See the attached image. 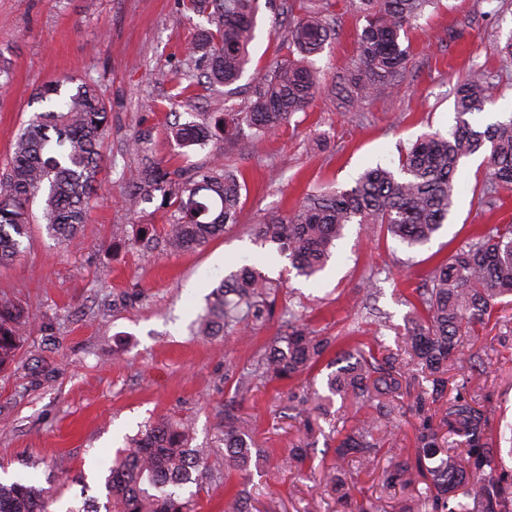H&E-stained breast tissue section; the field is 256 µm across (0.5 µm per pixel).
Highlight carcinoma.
<instances>
[{"label":"carcinoma","instance_id":"cac0c4a2","mask_svg":"<svg viewBox=\"0 0 512 512\" xmlns=\"http://www.w3.org/2000/svg\"><path fill=\"white\" fill-rule=\"evenodd\" d=\"M433 0H358L365 25L357 36L356 70L344 78L348 106L393 91L406 73L408 50L402 46L407 28ZM179 9L206 17L193 52L211 85L230 86L243 75L248 48L255 37L258 0H177ZM330 3L316 5L287 32L288 58L256 78L247 104L224 113V132L232 138L245 130L270 135L318 93L322 79L310 65L331 36ZM71 83L75 88L62 93ZM491 77L470 72L455 91L456 126L415 142L399 159L398 170L377 166L365 170L349 190H331L306 198L291 214L252 225L255 238L273 242L288 254L297 275L311 278L322 271L331 248L348 224H364L368 232L386 233L409 248L423 246L442 227L453 205L455 175L463 158L486 152L480 198L494 205L499 190L512 191V116L475 129L467 116L484 111L492 101ZM37 98L55 108L34 114L16 137L0 169V266L21 253L30 206L41 200L47 234L74 246L86 223L91 200L101 189L99 174L107 134L110 101L99 81L72 78L43 83ZM171 133L187 146L206 138L204 127L175 116ZM126 182L137 204L161 193L178 217L168 225L166 245L186 251L237 224L242 216V189L237 174L218 157L193 171L174 162L130 169ZM280 287L263 283L261 274L243 265L211 292L206 314L195 324L203 336H244L255 324L275 316ZM512 296V224H499L479 234L439 265L426 287L416 289L417 305L392 349L375 339L341 353L348 365L327 374L323 395L313 388L288 392L291 417L302 422L307 436L316 418L337 396L364 408L339 416L331 466L319 481L330 487L344 512H386L380 498L357 499L347 482L350 458L372 469L386 458L381 486L410 493L415 506L402 512H512V468L505 467L501 441L489 431L496 414L495 389L448 397V373L461 361L463 340L487 328L498 299ZM283 333L256 363L234 374L235 396L244 397L258 381L290 380L318 366L336 343L320 336L291 309H283ZM30 333L24 308L0 298V367L12 362ZM414 419L416 447L398 451L384 447L394 422ZM212 448L191 447V423L161 419L150 422L126 441L108 467L105 512H197L183 486H222L230 495L229 512H245L246 484L231 488L232 475L246 470L252 448L247 426L231 403L217 412ZM463 437L462 447L447 444L444 433ZM310 443L289 448L284 462L301 474ZM224 457V469L205 466L211 455ZM425 485L419 489V485ZM56 499L38 478L0 482V512H56Z\"/></svg>","mask_w":512,"mask_h":512}]
</instances>
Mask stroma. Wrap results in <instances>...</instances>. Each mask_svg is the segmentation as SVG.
Returning a JSON list of instances; mask_svg holds the SVG:
<instances>
[{
	"instance_id": "35a3bbf8",
	"label": "stroma",
	"mask_w": 512,
	"mask_h": 512,
	"mask_svg": "<svg viewBox=\"0 0 512 512\" xmlns=\"http://www.w3.org/2000/svg\"><path fill=\"white\" fill-rule=\"evenodd\" d=\"M330 3L336 33L315 57L325 78L314 101L274 134L228 140L225 110L244 106L255 75L288 54L280 0L259 8L250 62L234 93L201 83L183 103L175 96L187 82L190 44L206 20L181 12L176 0H0V59L11 76L8 90H0V164L21 125L47 110L34 96L42 83L90 76L111 102L105 188L80 229L79 246L57 245L44 225L33 224L20 256L0 268V297L26 306L31 322L25 350L0 370V461L8 473L37 475L47 488L80 473L96 497L100 470L146 422L190 419L192 447L212 445L216 412L234 400L227 370L249 367L282 330L273 318L244 341L193 335L208 295L242 262L280 284L279 305L336 337L337 349L375 336L390 346L407 323L415 289L476 234L512 222V192H502L503 203L494 208L477 200L485 175L479 152L462 160L448 219L423 246L372 237L350 224L325 270L307 279L276 244L256 243L251 225L289 214L327 187L351 189L364 170L397 167L416 140L451 130L456 83L473 70L489 73L496 96L473 117L474 127L512 117V58L499 51L512 37V0H436L408 30L409 60L398 89L350 112L332 79L354 68L364 21L355 0ZM159 69L168 74L162 84L154 78ZM178 112L209 126L225 166L246 188L241 223L203 246L173 252L164 241L172 208L158 194L132 204L123 172L140 162L128 152L129 140L147 129L150 160L207 162L209 147H183L170 138ZM118 226L125 236H114ZM135 291L142 294L138 305L113 308V296ZM474 350L483 367L461 371L458 379L472 388L493 386L495 425L512 430V348L487 329ZM327 373L322 365L289 384L262 382L236 400L252 446L266 453L247 478L251 512H336L324 485L281 462L304 433L283 412L288 391L321 386Z\"/></svg>"
}]
</instances>
